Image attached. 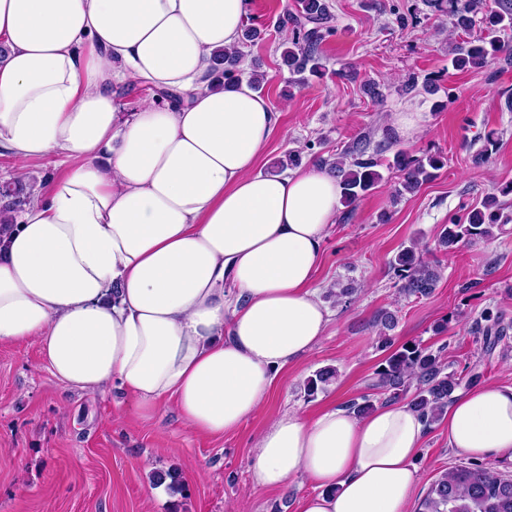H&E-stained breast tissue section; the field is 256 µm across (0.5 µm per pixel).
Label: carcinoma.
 I'll return each instance as SVG.
<instances>
[{
    "label": "carcinoma",
    "instance_id": "carcinoma-1",
    "mask_svg": "<svg viewBox=\"0 0 512 512\" xmlns=\"http://www.w3.org/2000/svg\"><path fill=\"white\" fill-rule=\"evenodd\" d=\"M437 12H446L455 19L457 27L467 29L477 15L489 27H512V0H497V9L485 13L484 0H428ZM299 14L288 17L293 34L288 46L281 53L283 63L296 74L322 72L321 44L333 33L329 25L331 15L326 0H299ZM512 55V48L491 40L482 39L462 43L453 60V66L463 71L483 68L499 55ZM218 86L227 81L240 79L241 57L237 52H224L216 58ZM341 179L343 202L350 205L369 192L381 179L377 170L380 162L377 153L369 145L354 141L334 162L322 160ZM397 168L402 172V192L415 191L423 181L433 176V171L444 166L442 157L428 155L424 158L396 156ZM0 197L9 199L3 212H14L25 201V187L19 184L0 186ZM502 219L496 198L488 197L471 206L466 214L444 225L437 248L451 252L466 239L488 237L492 228ZM390 269L399 292L406 298L427 297L432 294L441 278L439 265L424 261L411 247L400 250L390 261ZM375 387L395 399L405 393L411 380L418 381L410 405L418 411L426 423L438 422L448 407L452 394L461 385V378L446 372L440 357L416 343H405L385 359L376 370ZM336 378V370L324 368L308 379L305 391L313 396L325 389ZM421 512H512V479H502L484 468H456L444 472L435 479L422 503Z\"/></svg>",
    "mask_w": 512,
    "mask_h": 512
}]
</instances>
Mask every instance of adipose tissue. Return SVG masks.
<instances>
[{"label":"adipose tissue","mask_w":512,"mask_h":512,"mask_svg":"<svg viewBox=\"0 0 512 512\" xmlns=\"http://www.w3.org/2000/svg\"><path fill=\"white\" fill-rule=\"evenodd\" d=\"M246 0H0V148L12 178L63 176L0 227V343L37 340L70 389L117 391L190 431H236L277 374L327 335L315 275L335 224L334 172L259 162L280 115L248 78L215 89ZM143 81L177 104L121 108ZM450 448L512 452V385L455 395ZM427 433L410 405L288 412L257 436L254 485L306 478L298 512H408Z\"/></svg>","instance_id":"ef3b65f1"}]
</instances>
